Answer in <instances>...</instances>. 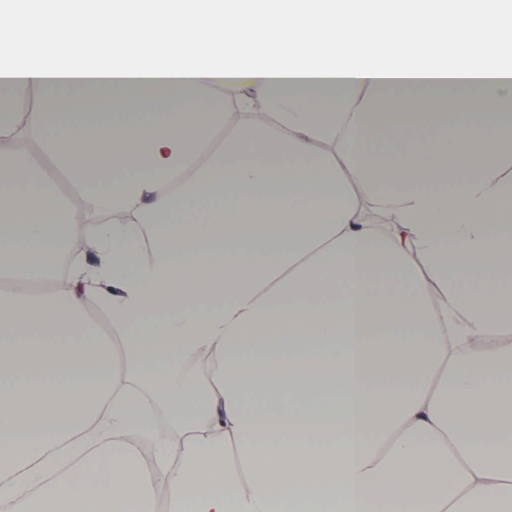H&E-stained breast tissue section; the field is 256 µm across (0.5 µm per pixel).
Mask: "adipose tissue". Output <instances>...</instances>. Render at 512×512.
<instances>
[{"label": "adipose tissue", "instance_id": "obj_1", "mask_svg": "<svg viewBox=\"0 0 512 512\" xmlns=\"http://www.w3.org/2000/svg\"><path fill=\"white\" fill-rule=\"evenodd\" d=\"M59 8L0 11V504L512 512V0Z\"/></svg>", "mask_w": 512, "mask_h": 512}]
</instances>
